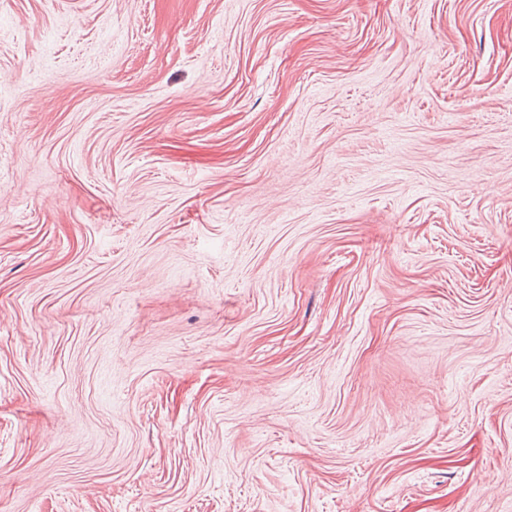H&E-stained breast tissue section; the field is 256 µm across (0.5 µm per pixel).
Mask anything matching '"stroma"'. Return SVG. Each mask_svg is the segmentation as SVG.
<instances>
[{
    "label": "stroma",
    "instance_id": "obj_1",
    "mask_svg": "<svg viewBox=\"0 0 512 512\" xmlns=\"http://www.w3.org/2000/svg\"><path fill=\"white\" fill-rule=\"evenodd\" d=\"M0 512H512V0H0Z\"/></svg>",
    "mask_w": 512,
    "mask_h": 512
}]
</instances>
